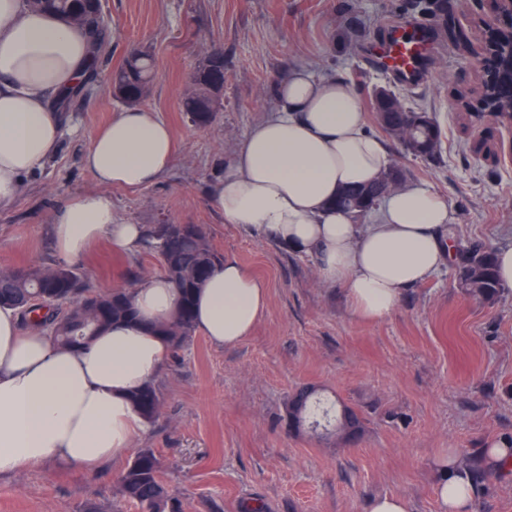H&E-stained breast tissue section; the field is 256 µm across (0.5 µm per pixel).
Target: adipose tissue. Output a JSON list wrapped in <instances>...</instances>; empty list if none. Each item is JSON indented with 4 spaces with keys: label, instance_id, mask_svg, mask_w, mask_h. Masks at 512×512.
<instances>
[{
    "label": "adipose tissue",
    "instance_id": "1",
    "mask_svg": "<svg viewBox=\"0 0 512 512\" xmlns=\"http://www.w3.org/2000/svg\"><path fill=\"white\" fill-rule=\"evenodd\" d=\"M99 38L89 27L0 0V208L59 150L66 120L58 103L83 88ZM275 106L225 153L208 197L224 223L315 259L319 279L344 288L354 314L381 320L403 291L429 279L453 256L450 205L419 184L388 194L370 223L334 207L345 188L388 167L384 143L366 131L353 87L293 69L275 87ZM174 159L170 127L149 109L125 108L90 138L83 155L96 190L67 197L52 236L67 259L108 241L135 253L146 230L116 219L112 187L159 181ZM268 288L236 261L213 268L195 302V327L224 347L248 337L266 310ZM139 314L85 349L54 345L23 329L16 309L0 307V477L55 463L91 467L118 458L145 428L130 395L154 382L170 350L149 323L168 320L177 288L160 275L132 290ZM443 512H470L473 484L456 454L436 463Z\"/></svg>",
    "mask_w": 512,
    "mask_h": 512
}]
</instances>
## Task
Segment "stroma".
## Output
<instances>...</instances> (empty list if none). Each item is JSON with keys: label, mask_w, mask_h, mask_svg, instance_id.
<instances>
[{"label": "stroma", "mask_w": 512, "mask_h": 512, "mask_svg": "<svg viewBox=\"0 0 512 512\" xmlns=\"http://www.w3.org/2000/svg\"><path fill=\"white\" fill-rule=\"evenodd\" d=\"M492 0H106L112 49L105 69L134 49L154 57L157 74L144 108L172 129L176 157L157 183L112 188V211L137 224H196L214 248L268 287L267 307L250 336L217 347L202 334L167 358L157 383L161 414L117 461L85 468L52 464L0 478V512H136L118 477L135 453L153 449L163 481L184 512H367L371 499L400 496L409 512H441L436 457L512 437V288L489 303L460 287L453 266L408 288L385 319L355 316L343 288L322 284L313 258L289 253L224 223L207 188L226 152L274 103L273 86L303 66L318 79L351 83L370 134L385 139L391 165L409 183L447 197L455 238L512 241V162L499 159L512 129L476 121L456 102L477 104L484 76L457 33L480 42L479 17ZM431 27L428 79L400 86L373 55L392 29ZM224 54L216 118L198 126L181 101L208 52ZM387 88L414 112L431 113L442 142L436 160L390 139L373 108ZM123 104L104 83L71 98L57 156L0 209V269L58 262L50 236L57 205L96 182L82 163L90 136ZM88 283L108 291L157 273L154 258L107 244L76 260ZM304 385L337 408L356 411L354 441L319 439L286 424L289 396ZM471 512H512V476L488 473Z\"/></svg>", "instance_id": "35a3bbf8"}]
</instances>
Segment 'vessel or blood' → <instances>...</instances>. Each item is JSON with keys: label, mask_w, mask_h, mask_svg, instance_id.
<instances>
[{"label": "vessel or blood", "mask_w": 512, "mask_h": 512, "mask_svg": "<svg viewBox=\"0 0 512 512\" xmlns=\"http://www.w3.org/2000/svg\"><path fill=\"white\" fill-rule=\"evenodd\" d=\"M430 52L425 28L415 25L404 29L379 49L388 72L404 84L418 88L424 81L423 67Z\"/></svg>", "instance_id": "1"}]
</instances>
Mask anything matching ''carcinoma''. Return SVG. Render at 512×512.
Segmentation results:
<instances>
[{
    "label": "carcinoma",
    "mask_w": 512,
    "mask_h": 512,
    "mask_svg": "<svg viewBox=\"0 0 512 512\" xmlns=\"http://www.w3.org/2000/svg\"><path fill=\"white\" fill-rule=\"evenodd\" d=\"M33 7L69 17L75 13H87L94 9L92 0H29ZM154 62L143 51L132 53L112 75L113 94L126 106L138 105L149 93L153 77ZM224 80V58H212L196 68L194 81L198 94L182 102L183 111L198 126L212 123L214 94ZM373 107L379 124L388 132L386 113L398 108V117L412 121L415 113L407 110L399 97L389 94L375 95ZM418 149L415 154L424 159H435L438 153L440 130L438 126L422 123L416 126ZM402 178L396 168L385 170L373 183L345 190L341 203L351 208L356 203L354 219L360 220L368 209L376 205L385 184ZM168 225L156 224L147 227L143 249L155 259L161 274L170 279L180 291L181 301L172 317L151 327L152 333L163 337L172 348L181 349L195 333L193 308L196 294L204 285L212 268L222 260L210 244L206 233L196 235L188 228L167 232ZM454 266L463 288L484 300H495L501 287L495 274L493 247L482 242L457 246ZM59 274L68 280V288L55 293L46 282ZM0 304L18 310L21 321L37 329L51 327V339L58 345L73 349L88 346L95 336L112 323L135 320L137 310L131 302L130 290L114 289L97 292L90 288L84 275L75 267L57 262L48 266H29L23 270L0 271ZM132 401L147 423L160 415L156 405L162 404L160 389L147 384L132 394ZM321 416L331 427L341 419L360 423L358 415L345 410L330 415L322 406V400L309 388L297 390L288 403V417L299 422L312 421ZM161 461L154 450L145 448L126 466L119 476L122 496L138 512H183L182 501L171 495L163 484L160 472Z\"/></svg>",
    "instance_id": "obj_1"
}]
</instances>
